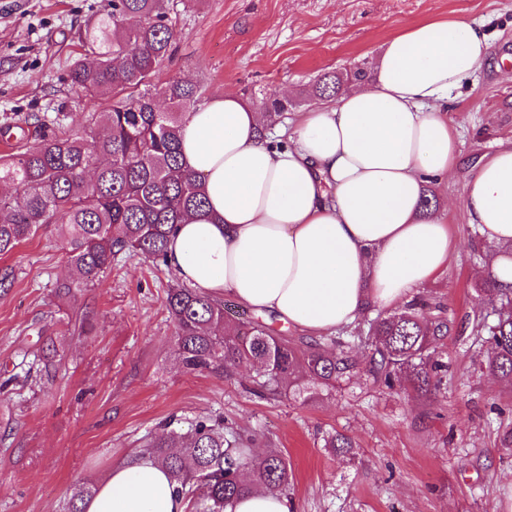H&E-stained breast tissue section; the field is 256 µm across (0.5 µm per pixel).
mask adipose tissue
Listing matches in <instances>:
<instances>
[{
  "label": "adipose tissue",
  "mask_w": 512,
  "mask_h": 512,
  "mask_svg": "<svg viewBox=\"0 0 512 512\" xmlns=\"http://www.w3.org/2000/svg\"><path fill=\"white\" fill-rule=\"evenodd\" d=\"M476 23L428 19L388 38L376 78L311 106L290 131L232 92L186 113L181 163L199 178L204 212L177 225L167 267L177 280L271 312L312 336L395 308L448 263L442 212L424 214L427 182L456 170L451 93L482 68ZM469 223L497 251L488 272L512 282V148L464 185ZM176 482L148 453L113 465L84 512H185Z\"/></svg>",
  "instance_id": "1"
}]
</instances>
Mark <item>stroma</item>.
I'll return each instance as SVG.
<instances>
[{"instance_id": "1", "label": "stroma", "mask_w": 512, "mask_h": 512, "mask_svg": "<svg viewBox=\"0 0 512 512\" xmlns=\"http://www.w3.org/2000/svg\"><path fill=\"white\" fill-rule=\"evenodd\" d=\"M109 0H0V155L35 146L37 116L64 113L70 132L88 135L87 105L68 82L74 36ZM175 54L156 83L181 77L204 97L232 90L263 107L291 87L295 111L311 106L323 74L365 63L402 26L431 18L481 24L490 56L453 91L448 122L460 164L448 196L460 197L477 164L512 146V82L497 70L512 59V0H172ZM455 241L447 267L421 286L454 319L488 308L473 289L483 259L471 245L463 207L447 217ZM15 270L0 288V512H62L70 486L98 483L113 464L164 432L201 416H221L280 449L288 461L291 512H512V456L499 447L512 413L491 414L507 397L479 369L481 346L463 330L440 347L448 373L431 400L388 393L368 377L306 403L260 397L248 372L226 378L189 372L173 349L165 308L173 273L134 253L80 285L55 294L71 270L47 224L1 266ZM94 329H79L81 314ZM56 350L52 376L32 371L45 344ZM358 444L354 459L330 456L323 433Z\"/></svg>"}]
</instances>
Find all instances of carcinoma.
Returning a JSON list of instances; mask_svg holds the SVG:
<instances>
[{"instance_id": "carcinoma-1", "label": "carcinoma", "mask_w": 512, "mask_h": 512, "mask_svg": "<svg viewBox=\"0 0 512 512\" xmlns=\"http://www.w3.org/2000/svg\"><path fill=\"white\" fill-rule=\"evenodd\" d=\"M170 0H112L111 10L78 31L76 45L86 63L72 62L71 88L93 100L112 97V106L91 112L96 132L88 137L66 130L23 152L0 157V256L14 252L45 224L57 226L70 266L79 279L112 269V257L132 251L166 262L175 225L202 211L200 181L179 161L183 115L201 95L192 82L173 78L158 86L155 75L173 55ZM364 66L326 75L312 93L337 97L355 81H366ZM290 101L266 104L269 123L281 122ZM474 290L494 300L486 313L468 316L471 334L485 347L482 368L512 386V283L488 276ZM166 310L173 323L174 351L194 372L245 369L260 379V394L305 400L350 384L366 369L388 390L425 399L439 385L445 363L441 341L454 319L442 301L419 295L390 311L364 316L339 336L296 341L265 323L224 310V302L185 285L168 289ZM370 348L367 364L351 345ZM253 436L201 417L179 436L162 434L147 451L180 484L196 512H225L253 488L283 493L288 462L270 448L251 454ZM334 456H353L357 444L344 433L324 437ZM91 483L75 486L64 512H83L94 496Z\"/></svg>"}]
</instances>
